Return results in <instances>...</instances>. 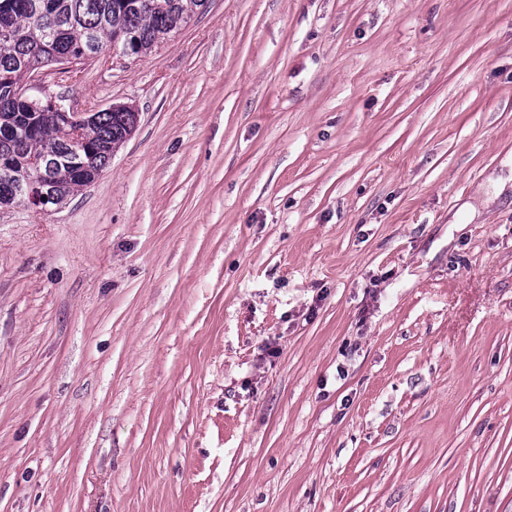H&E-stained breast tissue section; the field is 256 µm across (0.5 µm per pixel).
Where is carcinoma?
Wrapping results in <instances>:
<instances>
[{"label":"carcinoma","instance_id":"cac0c4a2","mask_svg":"<svg viewBox=\"0 0 512 512\" xmlns=\"http://www.w3.org/2000/svg\"><path fill=\"white\" fill-rule=\"evenodd\" d=\"M211 0H0V162L25 180L48 172L57 206L100 174L112 150L135 130L136 113L117 106L96 112L82 138L87 155L62 134L55 112L33 109L20 95L27 75L57 66L56 57L85 64L107 50L138 57L164 44Z\"/></svg>","mask_w":512,"mask_h":512}]
</instances>
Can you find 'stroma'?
Here are the masks:
<instances>
[{"mask_svg":"<svg viewBox=\"0 0 512 512\" xmlns=\"http://www.w3.org/2000/svg\"><path fill=\"white\" fill-rule=\"evenodd\" d=\"M0 210V512H512V0H212Z\"/></svg>","mask_w":512,"mask_h":512,"instance_id":"1","label":"stroma"}]
</instances>
